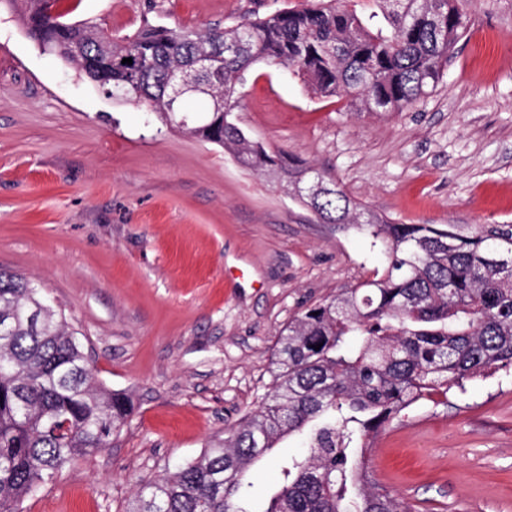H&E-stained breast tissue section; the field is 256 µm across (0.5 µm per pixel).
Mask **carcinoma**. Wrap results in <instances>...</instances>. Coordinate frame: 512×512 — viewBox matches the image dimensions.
I'll return each instance as SVG.
<instances>
[{
	"label": "carcinoma",
	"mask_w": 512,
	"mask_h": 512,
	"mask_svg": "<svg viewBox=\"0 0 512 512\" xmlns=\"http://www.w3.org/2000/svg\"><path fill=\"white\" fill-rule=\"evenodd\" d=\"M55 0H24L30 38L84 68L107 96L132 100L165 124L270 170L324 224L353 230L386 254L382 271L305 308L278 332L271 390L224 440L141 485L125 512H250L247 473L298 435L307 451L281 466L261 512H409L368 480L369 438L439 391L512 369V224H401L357 203L338 181L275 157L235 120L237 85L259 59L295 67L348 110L388 115L426 98L471 21V0H376L373 29L346 0L254 16L204 33L145 23L115 40L70 22ZM125 58L132 64H124ZM210 61L207 70L198 61ZM198 88L175 95L174 76ZM320 349H314V346ZM133 412L96 381L75 333L24 276L0 268V512L95 454Z\"/></svg>",
	"instance_id": "obj_1"
}]
</instances>
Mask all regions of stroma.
Segmentation results:
<instances>
[{
  "label": "stroma",
  "instance_id": "obj_1",
  "mask_svg": "<svg viewBox=\"0 0 512 512\" xmlns=\"http://www.w3.org/2000/svg\"><path fill=\"white\" fill-rule=\"evenodd\" d=\"M308 0H59L113 36L143 22L204 32ZM424 101L357 115L266 61L239 86L238 125L274 155L336 178L404 224H512V0H475ZM379 248L320 223L266 173L108 99L30 39L0 0V266L41 286L98 381L134 412L22 512H124L193 461L271 387L278 330L382 268ZM296 438L250 471L259 512ZM373 477L411 512H512V372L418 402L374 439Z\"/></svg>",
  "mask_w": 512,
  "mask_h": 512
}]
</instances>
